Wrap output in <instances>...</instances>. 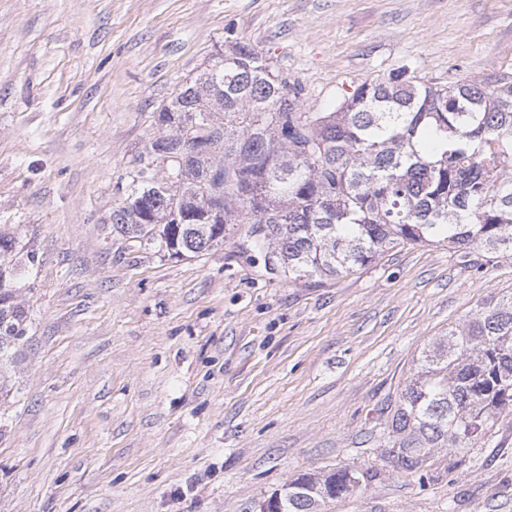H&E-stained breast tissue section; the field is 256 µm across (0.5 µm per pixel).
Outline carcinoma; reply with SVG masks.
I'll list each match as a JSON object with an SVG mask.
<instances>
[{"mask_svg":"<svg viewBox=\"0 0 512 512\" xmlns=\"http://www.w3.org/2000/svg\"><path fill=\"white\" fill-rule=\"evenodd\" d=\"M302 87L270 58L233 39L162 106L165 134L134 159L111 223L148 231L169 253L201 255L247 224L266 266L320 280L404 243L480 248L512 257V83L441 87L403 66L364 82L334 112H303ZM171 167L160 191L146 158ZM35 261L0 232V353L26 337L13 282ZM512 412V297L486 304L421 352L392 415L386 449L417 473L436 448L448 467ZM341 467L290 481L276 512H317L369 482Z\"/></svg>","mask_w":512,"mask_h":512,"instance_id":"1","label":"carcinoma"}]
</instances>
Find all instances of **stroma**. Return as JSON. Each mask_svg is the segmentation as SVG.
Returning <instances> with one entry per match:
<instances>
[{"mask_svg": "<svg viewBox=\"0 0 512 512\" xmlns=\"http://www.w3.org/2000/svg\"><path fill=\"white\" fill-rule=\"evenodd\" d=\"M330 112L408 66L512 81V0H0V227L36 254L0 357V512H260L302 474L377 472L320 512H512V412L457 469L384 458L424 347L512 295V258L400 244L325 283L243 245L112 224L158 109L228 39Z\"/></svg>", "mask_w": 512, "mask_h": 512, "instance_id": "1", "label": "stroma"}]
</instances>
